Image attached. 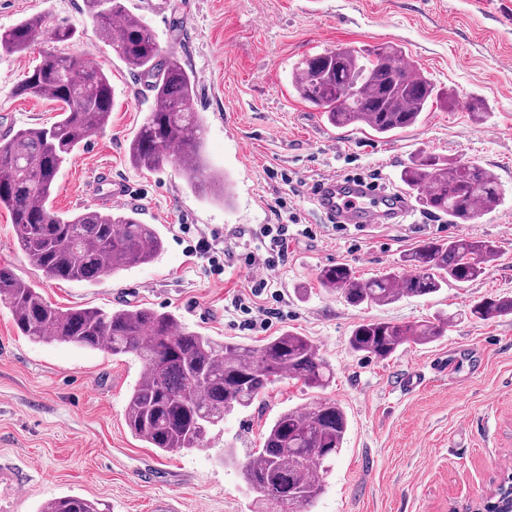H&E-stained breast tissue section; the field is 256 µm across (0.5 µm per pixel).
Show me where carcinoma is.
<instances>
[{
    "mask_svg": "<svg viewBox=\"0 0 512 512\" xmlns=\"http://www.w3.org/2000/svg\"><path fill=\"white\" fill-rule=\"evenodd\" d=\"M85 5L102 38L151 94V111L128 144L131 167L159 171L175 159L191 188L202 195L210 188L213 199L226 201V179L212 177L206 166L205 116L190 106L193 73L175 50L160 48L153 30L127 8L126 0H85ZM44 37L65 43L74 38V30L58 25L48 31L43 17L32 16L0 30V54L30 53ZM399 58L397 48L341 45L298 61L292 84L329 125L367 128L374 137L387 139L421 123L439 93L428 75L408 72ZM14 95L63 104L51 127L19 128L0 143V208L10 212L28 262L57 281L95 284L107 274L153 261L164 240L137 210L85 208L65 216L50 206L61 167L92 133L110 123L113 91L103 70L46 52ZM400 179L420 189L426 209L451 213L459 224L495 211L505 195L497 175L477 161L422 156L402 166ZM495 254L488 240H433L404 255L403 263L412 270L408 275L390 269L363 279L352 267L336 263L322 267L317 282L341 294L351 307L386 306L403 297L435 294L450 281L473 282ZM0 301L9 306L18 330L34 342L135 355L142 374L128 398L126 426L148 447L166 453L207 445L225 415L251 407L284 376L320 390L334 379L312 341L289 329L256 347L221 343L169 311L58 307L6 268H0ZM470 313L482 320L507 316L512 296L486 297ZM447 330L448 319L441 317L412 323L368 320L356 325L348 345L383 360L405 344L433 343ZM347 430V414L333 400L319 401L303 413L280 412L252 460L241 466L243 481L265 505L261 512H311L322 493L315 473L336 458ZM41 512L100 509L94 501L66 496L49 501Z\"/></svg>",
    "mask_w": 512,
    "mask_h": 512,
    "instance_id": "cac0c4a2",
    "label": "carcinoma"
}]
</instances>
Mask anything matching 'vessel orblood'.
I'll use <instances>...</instances> for the list:
<instances>
[{"instance_id": "b4317fda", "label": "vessel or blood", "mask_w": 512, "mask_h": 512, "mask_svg": "<svg viewBox=\"0 0 512 512\" xmlns=\"http://www.w3.org/2000/svg\"><path fill=\"white\" fill-rule=\"evenodd\" d=\"M312 197L332 224H398L413 210L408 197L372 189L366 183L325 178Z\"/></svg>"}]
</instances>
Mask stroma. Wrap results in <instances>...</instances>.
I'll list each match as a JSON object with an SVG mask.
<instances>
[{
	"label": "stroma",
	"mask_w": 512,
	"mask_h": 512,
	"mask_svg": "<svg viewBox=\"0 0 512 512\" xmlns=\"http://www.w3.org/2000/svg\"><path fill=\"white\" fill-rule=\"evenodd\" d=\"M154 31L162 49L176 50L192 70L195 111L206 118L211 171L224 175L230 204L195 194L178 164L152 173L129 165L126 145L151 110L142 80L102 41L84 0H0V29L44 16L69 25L72 42L43 43L93 63L114 89L111 122L93 133L59 172L53 210L73 214L94 206L88 188L99 172L125 182L127 204L155 225L164 251L151 263L86 285L46 278L17 248L8 211L0 209V267L40 289L62 308L105 310L146 306L176 314L217 340L261 345L284 329L307 336L333 367L325 390L282 378L261 402L226 415L209 445L163 453L136 439L125 423L129 393L142 365L73 345L31 341L0 302V512H40L51 499L78 496L105 512H253L255 492L239 463L288 408L338 402L349 427L341 452L319 479L313 512H461L512 474V315L471 316V305L512 294V0H127ZM393 44L436 83L440 96L418 126L378 139L337 129L293 90V64L338 45ZM36 57L0 55V139L21 127L51 125L61 105L14 96ZM482 102L479 111L470 99ZM477 161L507 189L502 205L470 224L444 222L416 208L401 224H328L310 189L336 176L378 172L390 188L399 172L423 155ZM290 197L316 237H293L288 263L273 275L285 310L267 331L232 323L225 307L249 293L248 270L231 259L221 278L188 257L178 227L220 230L222 246L246 247L238 232L276 223L279 197ZM473 236L493 241L497 255L484 277L362 309L319 288L328 264L351 266L369 278L400 269L423 241ZM448 317L445 336L407 344L379 360L350 350L347 339L364 319L408 323ZM419 371L418 391L399 390ZM232 444L238 463L224 461Z\"/></svg>",
	"instance_id": "stroma-1"
}]
</instances>
